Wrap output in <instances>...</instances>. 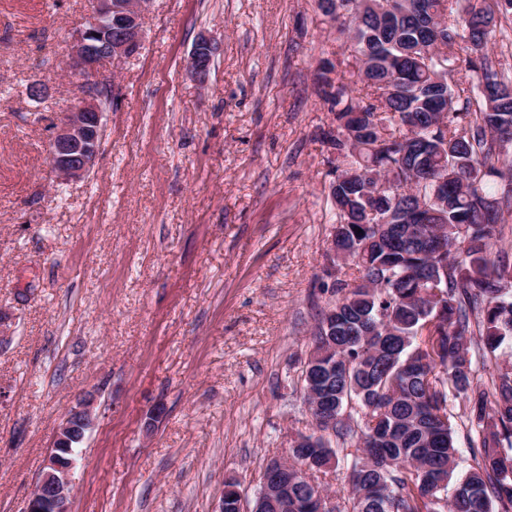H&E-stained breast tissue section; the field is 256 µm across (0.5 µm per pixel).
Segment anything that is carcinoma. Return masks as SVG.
I'll return each instance as SVG.
<instances>
[{
    "label": "carcinoma",
    "mask_w": 512,
    "mask_h": 512,
    "mask_svg": "<svg viewBox=\"0 0 512 512\" xmlns=\"http://www.w3.org/2000/svg\"><path fill=\"white\" fill-rule=\"evenodd\" d=\"M316 4L364 84L337 76L344 59L317 73L336 123L329 259L362 283L336 280L315 327L301 369L317 384L313 432L289 457L316 482L346 463L347 495L326 512H512V366L480 374L512 340V261L494 251L512 216V70L490 49L512 44V0ZM460 423L473 464L456 477ZM311 496L289 468L288 512ZM240 498L225 482L224 512Z\"/></svg>",
    "instance_id": "obj_1"
}]
</instances>
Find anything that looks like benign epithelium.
<instances>
[{
    "mask_svg": "<svg viewBox=\"0 0 512 512\" xmlns=\"http://www.w3.org/2000/svg\"><path fill=\"white\" fill-rule=\"evenodd\" d=\"M153 0H133L132 6L116 0H92L93 17L88 27L81 30L67 50L66 67L79 76V101L67 112H61L51 126L49 158L51 166L63 180L84 177L93 167L100 150L102 132V103L109 81L99 77L101 61L119 62L133 56L140 49L143 21ZM115 23L109 36L94 40L93 33L99 20ZM214 45L201 39L193 50L187 69L197 82L213 63ZM93 422L92 400L86 399L72 408L55 435V441L66 443L60 452H51L45 459L35 489L26 503V512H70L73 497L70 473L76 464L72 442L80 440ZM285 470L281 461L270 464V470L261 474L256 496L259 505L288 501V483L280 472Z\"/></svg>",
    "mask_w": 512,
    "mask_h": 512,
    "instance_id": "7a95c632",
    "label": "benign epithelium"
}]
</instances>
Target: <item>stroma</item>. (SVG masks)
Returning <instances> with one entry per match:
<instances>
[{
    "label": "stroma",
    "instance_id": "obj_1",
    "mask_svg": "<svg viewBox=\"0 0 512 512\" xmlns=\"http://www.w3.org/2000/svg\"><path fill=\"white\" fill-rule=\"evenodd\" d=\"M91 12L0 0V512H24L87 397L71 512H219L228 480L249 508L311 429L300 361L336 282L315 75L345 45L314 0H153L138 53L100 66L95 165L62 182L50 124ZM214 49V45L210 39L201 38L188 60V72L201 85L204 84L201 78L202 73L210 71V67L213 63Z\"/></svg>",
    "mask_w": 512,
    "mask_h": 512
}]
</instances>
